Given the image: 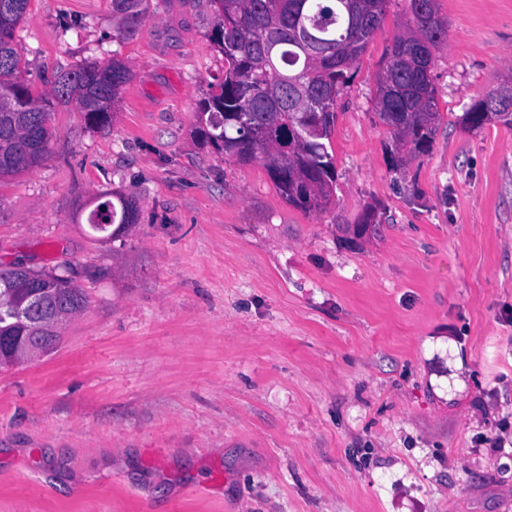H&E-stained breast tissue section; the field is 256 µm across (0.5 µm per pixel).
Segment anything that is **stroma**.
<instances>
[{
  "mask_svg": "<svg viewBox=\"0 0 512 512\" xmlns=\"http://www.w3.org/2000/svg\"><path fill=\"white\" fill-rule=\"evenodd\" d=\"M437 3L431 151L388 166V0L313 213L197 133L224 73L208 0H158L131 36L112 0H30L14 42L54 136L0 179V269L87 302L0 368V512H512V446L480 441L512 438V127L461 122L512 78V0ZM114 57L131 77L89 126L52 86ZM114 191L138 211L112 235L87 217Z\"/></svg>",
  "mask_w": 512,
  "mask_h": 512,
  "instance_id": "obj_1",
  "label": "stroma"
}]
</instances>
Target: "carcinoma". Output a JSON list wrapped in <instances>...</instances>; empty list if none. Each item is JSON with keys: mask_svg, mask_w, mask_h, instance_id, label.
<instances>
[{"mask_svg": "<svg viewBox=\"0 0 512 512\" xmlns=\"http://www.w3.org/2000/svg\"><path fill=\"white\" fill-rule=\"evenodd\" d=\"M150 0H112V20L130 35ZM387 0H209L215 14L211 37L224 56V76L199 112V134L239 163L260 161L288 204L320 212L336 186L328 151L336 104L355 74V64L380 28ZM29 0H0V178L38 165L53 132L43 96L24 82L26 62L12 33ZM448 21L436 0H408V19L393 39L390 59L376 79L375 109L389 128L390 166L428 151L441 120L431 69L446 43ZM130 79L112 58L88 61L58 78L53 92L72 99L85 120L100 124ZM512 83L474 101L462 117L485 113L481 125L512 126L503 104ZM88 216L98 231L135 223L136 202L117 191ZM86 305L82 289L62 277L0 270V336L31 334L49 310L75 316Z\"/></svg>", "mask_w": 512, "mask_h": 512, "instance_id": "carcinoma-1", "label": "carcinoma"}]
</instances>
